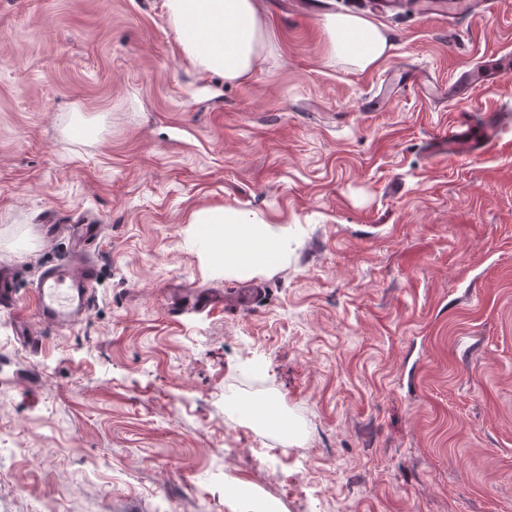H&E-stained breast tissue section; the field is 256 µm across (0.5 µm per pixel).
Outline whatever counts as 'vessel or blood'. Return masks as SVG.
Segmentation results:
<instances>
[{"label": "vessel or blood", "mask_w": 512, "mask_h": 512, "mask_svg": "<svg viewBox=\"0 0 512 512\" xmlns=\"http://www.w3.org/2000/svg\"><path fill=\"white\" fill-rule=\"evenodd\" d=\"M502 122L499 110L482 113L480 124L461 127L449 125L448 129L431 137L428 149L433 155L454 158L464 156L479 158L488 153L498 141V128ZM65 230L72 244L74 255L81 256L94 242L100 231L87 217L67 218L65 221L46 218L39 227L43 238H52L57 230ZM94 267L88 263H60L43 270L35 288L37 317L50 326L74 325L81 322L91 306V284Z\"/></svg>", "instance_id": "obj_1"}]
</instances>
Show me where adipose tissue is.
I'll return each instance as SVG.
<instances>
[{"mask_svg":"<svg viewBox=\"0 0 512 512\" xmlns=\"http://www.w3.org/2000/svg\"><path fill=\"white\" fill-rule=\"evenodd\" d=\"M161 7L185 58L201 71L244 81L269 49L259 0H162ZM322 26L333 56L361 70L377 66L392 47L379 25L357 13L326 15ZM192 221L200 226L206 251L231 275L273 266L287 237L284 229L222 209L198 211Z\"/></svg>","mask_w":512,"mask_h":512,"instance_id":"adipose-tissue-1","label":"adipose tissue"}]
</instances>
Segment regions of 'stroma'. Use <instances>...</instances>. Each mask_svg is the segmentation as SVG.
Listing matches in <instances>:
<instances>
[{"instance_id": "stroma-1", "label": "stroma", "mask_w": 512, "mask_h": 512, "mask_svg": "<svg viewBox=\"0 0 512 512\" xmlns=\"http://www.w3.org/2000/svg\"><path fill=\"white\" fill-rule=\"evenodd\" d=\"M161 0H0V512H512V121L481 159L437 131L512 111V0H262L244 82L199 74ZM392 48L332 60L324 15ZM503 67L485 81L489 64ZM467 96L430 100L410 73ZM286 228L273 267L225 274L193 214ZM101 223L92 306L34 317L67 254L47 212ZM31 323L30 350L15 332ZM270 399L288 429L230 405Z\"/></svg>"}]
</instances>
